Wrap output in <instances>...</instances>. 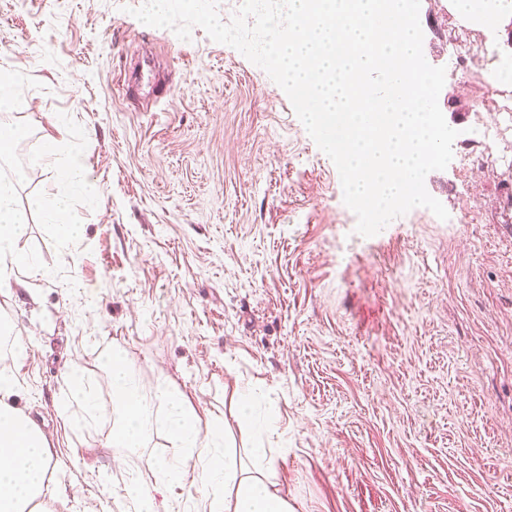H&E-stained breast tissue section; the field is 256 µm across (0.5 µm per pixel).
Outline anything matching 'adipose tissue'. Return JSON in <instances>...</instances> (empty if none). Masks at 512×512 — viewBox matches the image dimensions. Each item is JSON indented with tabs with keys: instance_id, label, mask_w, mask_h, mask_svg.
<instances>
[{
	"instance_id": "obj_1",
	"label": "adipose tissue",
	"mask_w": 512,
	"mask_h": 512,
	"mask_svg": "<svg viewBox=\"0 0 512 512\" xmlns=\"http://www.w3.org/2000/svg\"><path fill=\"white\" fill-rule=\"evenodd\" d=\"M449 4L464 22L491 31L512 23V0H449ZM86 179L80 159L71 157L57 178L52 199L37 204L42 223L62 243L75 242L81 236L80 225L67 222L66 215L72 196L85 192ZM27 230L14 183L0 179V287L10 285L17 269L39 276L45 273L34 254L17 247ZM26 352V346L13 339L9 318L0 315V512H49L43 504L50 465L48 443L14 402L20 391L14 366ZM105 366L118 414L111 446L144 448L156 432L162 431L186 451L185 459L160 467L158 483L171 486L187 473L188 462L194 459L201 464L203 487L213 494L210 512H297L287 493L269 477L275 458L261 438L275 425L261 412L252 391L239 392L236 406L257 442L239 453L224 448L222 425L200 427L183 400L170 391L160 392L164 411L156 413L153 402L140 395L136 376L122 351H113Z\"/></svg>"
}]
</instances>
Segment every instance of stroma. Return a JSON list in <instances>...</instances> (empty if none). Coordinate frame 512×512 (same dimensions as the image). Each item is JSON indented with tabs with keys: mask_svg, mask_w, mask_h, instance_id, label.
<instances>
[{
	"mask_svg": "<svg viewBox=\"0 0 512 512\" xmlns=\"http://www.w3.org/2000/svg\"><path fill=\"white\" fill-rule=\"evenodd\" d=\"M143 0H0V71L26 128L0 178L27 213L21 250L45 278L0 290L29 351L17 405L50 451V512H135L129 481L167 512H209L196 473L170 487L165 433L114 448L107 354L141 395L165 387L249 445L232 403L276 421L274 480L298 512H512V89L486 94L487 30L421 0L423 53L445 67L453 159L425 178L449 213L415 208L356 234L340 177L285 92L199 27L142 24ZM64 145L38 169L26 154ZM78 153L96 196L72 201L78 243L28 202ZM99 402L65 399L70 364Z\"/></svg>",
	"mask_w": 512,
	"mask_h": 512,
	"instance_id": "stroma-1",
	"label": "stroma"
}]
</instances>
